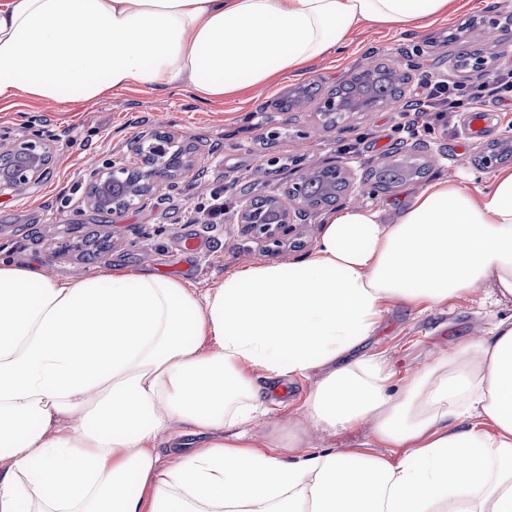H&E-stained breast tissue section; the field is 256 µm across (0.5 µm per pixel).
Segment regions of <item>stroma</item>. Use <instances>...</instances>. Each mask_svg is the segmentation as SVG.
I'll return each mask as SVG.
<instances>
[{
    "label": "stroma",
    "mask_w": 512,
    "mask_h": 512,
    "mask_svg": "<svg viewBox=\"0 0 512 512\" xmlns=\"http://www.w3.org/2000/svg\"><path fill=\"white\" fill-rule=\"evenodd\" d=\"M460 10L422 31L400 33L381 28L352 31L346 46L315 62L310 72L287 76L235 100L202 102L190 94L159 93L137 87L100 101L58 104L19 98L0 102V142L16 143L42 135L50 151V173L40 183L0 193V259L35 265L50 276L81 278L120 265L179 277L198 290L223 280L226 271L255 261L288 264L315 245L329 207L312 211L284 237L257 238L237 224L244 199L280 196L305 169L349 162L357 179H366L379 157H399L404 142L396 127L400 104L358 112L330 124L319 100L351 80L369 60L396 64L407 73L405 99L422 93L430 80L448 76V62L464 50L499 56V43L487 42L485 29L512 31V0H460ZM314 98L284 111L279 102L299 89ZM466 113L459 112L448 130L430 137L435 160L425 177L382 190L371 188L360 204L402 202L410 190L435 178L468 188L483 185L488 168L470 164L480 142L498 138L512 127V100L493 104L481 138L464 136ZM164 125L176 145L195 149L192 169L162 181L143 203L102 215L90 210L85 193L90 161L123 159L142 168L131 142ZM356 147L350 158L346 147ZM224 199V221L202 226L188 223L197 203L214 191ZM205 234V253L180 260L185 240ZM106 246L95 262L82 260L88 241ZM512 314V303H497L489 287L419 314L394 305L363 351L385 359L406 376L421 368L449 340L484 331L495 319Z\"/></svg>",
    "instance_id": "obj_1"
}]
</instances>
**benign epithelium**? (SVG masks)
Masks as SVG:
<instances>
[{"instance_id":"1","label":"benign epithelium","mask_w":512,"mask_h":512,"mask_svg":"<svg viewBox=\"0 0 512 512\" xmlns=\"http://www.w3.org/2000/svg\"><path fill=\"white\" fill-rule=\"evenodd\" d=\"M357 111L353 104H346L330 94L325 97L320 106V112L325 115H341L343 117ZM512 141V133L507 131L498 139L484 147L470 162L479 167H491L502 161L501 146ZM131 150L136 154H147L153 160V176L160 178L171 177L192 166V160L185 151L172 149V137L165 132H154L146 138L137 141ZM49 150L40 142L28 140L19 145H4L0 143V190L28 185L42 181L49 174ZM92 181L89 183L87 201L96 211L125 210L140 201L148 190L146 184H141L142 190L133 191L130 184V167L121 162H113L106 166L95 163L90 166ZM311 177V170L300 173L297 181L287 191V199H276L281 219L279 223L270 226L261 223V218L254 210L257 199L245 200L237 213V221L243 227L258 236H272L288 232L289 226L295 223V218L301 213L317 209L323 205L335 202L336 191L331 190L323 201L313 200L306 196V182Z\"/></svg>"}]
</instances>
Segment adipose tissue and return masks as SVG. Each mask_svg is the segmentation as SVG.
<instances>
[{
    "label": "adipose tissue",
    "instance_id": "1",
    "mask_svg": "<svg viewBox=\"0 0 512 512\" xmlns=\"http://www.w3.org/2000/svg\"><path fill=\"white\" fill-rule=\"evenodd\" d=\"M459 0H0V102L134 87L219 100L306 73L364 27ZM512 301V168L347 204L313 250L198 292L121 267L0 260V512H512V315L397 376L359 348L399 303ZM311 378L264 438L267 382ZM370 425L369 448L306 450ZM192 437L163 452L173 430Z\"/></svg>",
    "mask_w": 512,
    "mask_h": 512
}]
</instances>
